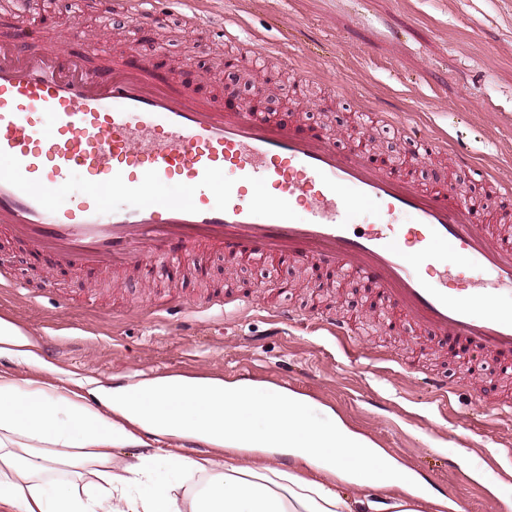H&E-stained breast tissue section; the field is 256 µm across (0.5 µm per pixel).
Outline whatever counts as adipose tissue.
I'll return each instance as SVG.
<instances>
[{
	"label": "adipose tissue",
	"instance_id": "obj_1",
	"mask_svg": "<svg viewBox=\"0 0 512 512\" xmlns=\"http://www.w3.org/2000/svg\"><path fill=\"white\" fill-rule=\"evenodd\" d=\"M138 389L0 375V512H354L344 482L398 489L368 512H419L410 471L342 420L315 424L296 392L185 376Z\"/></svg>",
	"mask_w": 512,
	"mask_h": 512
}]
</instances>
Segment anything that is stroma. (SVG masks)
<instances>
[{
  "label": "stroma",
  "instance_id": "1",
  "mask_svg": "<svg viewBox=\"0 0 512 512\" xmlns=\"http://www.w3.org/2000/svg\"><path fill=\"white\" fill-rule=\"evenodd\" d=\"M225 24L173 13L150 27L112 9V0H0V39L19 26L40 31L50 50L76 47L75 31L106 38L110 60L127 48L175 72L199 92L224 95V61L266 55L252 70L277 95L273 118L322 128L344 149L348 115L369 106L387 116L368 127L380 154L413 152V133L446 139L448 149L418 158L419 181H441L459 200L474 186V166L512 185V0H207ZM0 319L28 335L48 357L45 373L0 353V373L20 380L127 386L160 376L249 380L307 396L311 417L342 418L416 473L420 512H511L512 378L492 362L464 367L425 335L385 327L375 295L360 282L344 288L334 314H358L352 340L317 329L316 288L302 263L224 269L202 252L167 268L162 280L132 269L88 272L36 260L0 235ZM289 283L282 291L281 283ZM298 314L274 322V311ZM447 377L454 395L431 393L425 379Z\"/></svg>",
  "mask_w": 512,
  "mask_h": 512
}]
</instances>
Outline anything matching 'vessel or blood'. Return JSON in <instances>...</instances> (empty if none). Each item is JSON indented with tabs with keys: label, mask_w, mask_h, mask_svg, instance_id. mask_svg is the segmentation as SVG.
<instances>
[{
	"label": "vessel or blood",
	"mask_w": 512,
	"mask_h": 512,
	"mask_svg": "<svg viewBox=\"0 0 512 512\" xmlns=\"http://www.w3.org/2000/svg\"><path fill=\"white\" fill-rule=\"evenodd\" d=\"M34 29L0 40V232L78 268H134L209 249L241 263L304 260L313 277L365 280L415 330L512 368V311L475 318L512 291V239L475 204L411 179L407 157L372 153L353 112L346 150L247 107L187 95L131 53L92 68L107 45L36 50ZM84 187L69 202L57 194ZM308 219H295L297 209ZM372 211L353 229L356 209ZM410 215L415 227L403 230Z\"/></svg>",
	"instance_id": "b4317fda"
}]
</instances>
